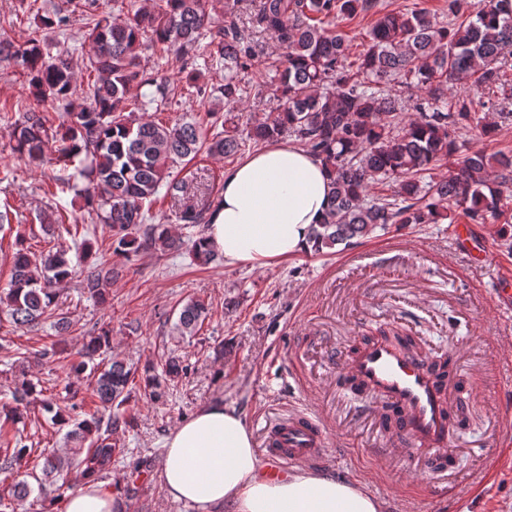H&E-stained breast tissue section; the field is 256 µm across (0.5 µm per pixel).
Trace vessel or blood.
I'll list each match as a JSON object with an SVG mask.
<instances>
[{
    "mask_svg": "<svg viewBox=\"0 0 512 512\" xmlns=\"http://www.w3.org/2000/svg\"><path fill=\"white\" fill-rule=\"evenodd\" d=\"M427 355H409L394 342L373 337L359 343L341 366V375L379 398L389 414V437L406 451L424 455L434 472L453 470L449 426L466 403L445 393V383L430 367ZM328 437L316 415L297 412L271 423L261 437L260 452L268 473L284 476L297 465L317 464L327 457Z\"/></svg>",
    "mask_w": 512,
    "mask_h": 512,
    "instance_id": "vessel-or-blood-1",
    "label": "vessel or blood"
}]
</instances>
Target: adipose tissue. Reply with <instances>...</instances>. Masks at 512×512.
Wrapping results in <instances>:
<instances>
[{
    "mask_svg": "<svg viewBox=\"0 0 512 512\" xmlns=\"http://www.w3.org/2000/svg\"><path fill=\"white\" fill-rule=\"evenodd\" d=\"M329 207L319 159L304 148H262L224 174L206 236L227 265L261 267L311 249ZM161 465L166 493L193 512H379L363 488L332 474L267 476L244 420L215 401L170 434ZM111 489L88 483L68 491L64 512H123Z\"/></svg>",
    "mask_w": 512,
    "mask_h": 512,
    "instance_id": "obj_1",
    "label": "adipose tissue"
}]
</instances>
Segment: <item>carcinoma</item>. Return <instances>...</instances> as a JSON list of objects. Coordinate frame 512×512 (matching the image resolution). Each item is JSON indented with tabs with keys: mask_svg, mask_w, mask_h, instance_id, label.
I'll return each mask as SVG.
<instances>
[{
	"mask_svg": "<svg viewBox=\"0 0 512 512\" xmlns=\"http://www.w3.org/2000/svg\"><path fill=\"white\" fill-rule=\"evenodd\" d=\"M160 7H140L123 22L101 10L99 0H67L66 14L42 16L25 31L24 40L0 37V62L21 68L28 92L21 95V118L8 132L17 158L36 167H60L46 176L48 184L69 187L83 199L84 208L112 232L113 253L165 254L178 251L183 241L165 224L156 222L154 206L160 190L172 198L182 191L171 167L189 164L199 154L227 158L246 144L255 145L288 136L321 160L330 177V205L323 223L313 228L314 252L322 253L376 229L406 224H438L454 206H463L474 224L493 220L512 226V155H459L457 132L476 130L490 138L495 122L472 114L471 102L453 101L449 86L471 81L473 95L502 96L499 119L512 124L503 67L512 54V0H482L473 19L441 25L424 11L387 10L380 0H236L247 21L212 25L210 0H162ZM375 11L377 19L358 64L348 61L345 39L335 19ZM85 20L84 39L91 45L88 68L93 80L81 91L73 84L69 59L45 57L48 31L67 25L69 16ZM269 35L281 53L270 62L257 51L258 39ZM207 43H202L204 38ZM160 48L182 61V71L196 96L224 103V120L205 112L171 124L137 118L126 110L133 90L138 110L178 94L164 70L147 76L141 71V53ZM224 71V83L200 81L201 68ZM252 70L270 75L279 101L276 111L249 118L236 104L263 88L245 80ZM426 93L414 105L419 116L403 122V89ZM85 180L83 186L63 176L69 167ZM446 175L423 182L437 168ZM392 182L394 193L376 197L370 190ZM214 203L189 204L179 211L186 225L207 223ZM58 225L56 243L37 255L18 233L12 243L7 287L0 289V313L17 328H31L55 318L59 333L69 330L67 316L57 311L59 294L51 285L68 283L83 262L80 289L99 303L106 302L112 269L89 261L91 248L71 257ZM208 315L205 304L187 301L174 329L194 336ZM111 329L103 327L85 338L71 364V373L86 378L95 410L76 402L79 390L69 388V399L39 387L29 374L31 365L46 353L20 347L7 356L14 373L11 400L0 405V437L14 433L13 446L0 447V474L33 451L19 425L31 417L30 407L49 414L51 424L66 429L69 453L39 449V488L47 484L97 481L112 473V460L124 453L115 435L133 427L126 408L135 382L155 398L164 387L186 374L180 357L162 363V374L147 366L143 372L112 357ZM32 488L17 481L0 493V512H23Z\"/></svg>",
	"mask_w": 512,
	"mask_h": 512,
	"instance_id": "obj_1",
	"label": "carcinoma"
}]
</instances>
